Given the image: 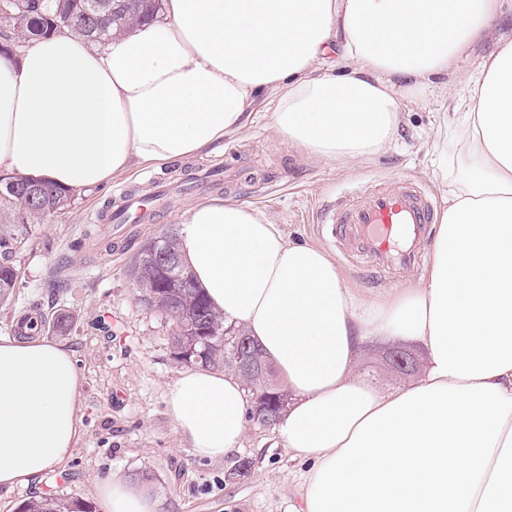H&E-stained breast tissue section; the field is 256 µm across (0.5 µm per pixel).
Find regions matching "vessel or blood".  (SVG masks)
Wrapping results in <instances>:
<instances>
[{
  "instance_id": "b4317fda",
  "label": "vessel or blood",
  "mask_w": 512,
  "mask_h": 512,
  "mask_svg": "<svg viewBox=\"0 0 512 512\" xmlns=\"http://www.w3.org/2000/svg\"><path fill=\"white\" fill-rule=\"evenodd\" d=\"M436 221L432 203L408 180L356 191L322 216L333 243L367 256L379 271L422 262Z\"/></svg>"
}]
</instances>
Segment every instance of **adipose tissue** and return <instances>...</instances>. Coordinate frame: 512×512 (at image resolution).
<instances>
[{
  "instance_id": "ef3b65f1",
  "label": "adipose tissue",
  "mask_w": 512,
  "mask_h": 512,
  "mask_svg": "<svg viewBox=\"0 0 512 512\" xmlns=\"http://www.w3.org/2000/svg\"><path fill=\"white\" fill-rule=\"evenodd\" d=\"M500 12V0H164L163 19L105 46L64 29L0 55V174L73 193L240 133L261 93L289 147L343 164L390 148L415 89L459 112L429 273L380 302L362 304L335 260L252 206L215 197L183 214V261L288 388L278 434L308 465L301 512H512V34L460 70ZM377 339L422 347V374L388 391L359 379ZM80 397L61 344L0 336V488L69 461ZM166 401L194 456L240 447L236 376L185 369ZM96 496L103 512H162L151 484L120 471ZM495 45L496 42L493 38H489L475 45L468 56L462 60L460 64L461 71L463 73L475 72L482 58L495 50Z\"/></svg>"
}]
</instances>
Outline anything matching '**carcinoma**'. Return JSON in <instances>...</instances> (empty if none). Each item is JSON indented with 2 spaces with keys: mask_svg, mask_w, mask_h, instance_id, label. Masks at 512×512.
Segmentation results:
<instances>
[{
  "mask_svg": "<svg viewBox=\"0 0 512 512\" xmlns=\"http://www.w3.org/2000/svg\"><path fill=\"white\" fill-rule=\"evenodd\" d=\"M23 16L9 25L0 26V38L4 52L13 45L44 38L63 29H71L91 35L92 42L102 45L96 39L95 29L104 28L106 34L114 36L133 25L157 17L162 0H104L110 4V16L98 15L90 10L96 0H22ZM70 195L44 183L41 195L31 199L23 194L0 195V301L5 303L17 288L15 258L20 249L33 235L35 226L45 218L58 213L68 206ZM179 229L171 225L156 236V249L168 251L179 261V270L186 276L189 287H181L182 281L170 269L161 264L144 249H139L131 266V277L139 285L144 296L158 294L162 304L170 302L183 308L181 315L174 317L166 310H160L171 323L173 346L179 350H193L200 354L202 366L219 365L225 371L239 374L236 370V343L240 327L224 323V317L217 312L196 288L193 278L184 264L180 263L178 250ZM209 329L210 344L203 343L201 330ZM253 365L265 371L268 391H284L275 378L273 366L263 357L254 360ZM67 508L58 497H42L25 504L24 512H57Z\"/></svg>",
  "mask_w": 512,
  "mask_h": 512,
  "instance_id": "carcinoma-1",
  "label": "carcinoma"
}]
</instances>
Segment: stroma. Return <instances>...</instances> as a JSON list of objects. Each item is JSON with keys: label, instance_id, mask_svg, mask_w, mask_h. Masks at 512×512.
<instances>
[{"label": "stroma", "instance_id": "35a3bbf8", "mask_svg": "<svg viewBox=\"0 0 512 512\" xmlns=\"http://www.w3.org/2000/svg\"><path fill=\"white\" fill-rule=\"evenodd\" d=\"M274 107L272 99L259 97L246 129L216 148L138 166L106 187L72 195L68 208L37 225L18 253L17 288L0 303V336L13 335L18 319L35 308L69 316V332L49 328L44 336L66 346L82 378L80 436L70 460L41 483L0 489V512H21L28 500L49 495L101 512L96 484L115 470L148 474L163 512H292L306 466L284 448L275 427L248 424L241 447L221 461L196 458L183 445L167 414L166 393L185 364L174 354L171 323L140 302L130 262L145 241L181 225L188 207L222 196L265 213L289 240L325 249L363 301L414 285L427 267L387 274L358 258H339L320 222L324 210L350 192L398 179L413 180L443 208L437 155L447 145L439 136L447 116L437 98L417 96L392 149L345 165L290 149L273 129ZM124 190L160 193L164 203L153 222L126 224L113 235L92 218L114 207ZM386 348L382 341L368 344L356 366L382 389L407 382L388 370ZM242 460L250 463L248 475L233 477Z\"/></svg>", "mask_w": 512, "mask_h": 512}]
</instances>
